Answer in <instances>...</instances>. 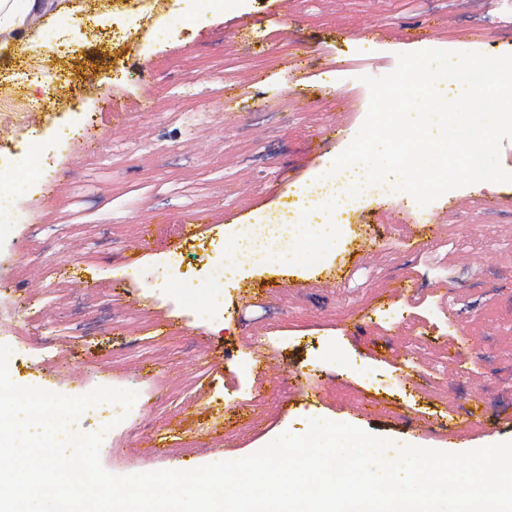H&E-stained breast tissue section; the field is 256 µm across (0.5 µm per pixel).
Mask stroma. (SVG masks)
<instances>
[{"mask_svg": "<svg viewBox=\"0 0 512 512\" xmlns=\"http://www.w3.org/2000/svg\"><path fill=\"white\" fill-rule=\"evenodd\" d=\"M53 9L23 49L0 50V99L37 116L0 136L10 161L0 196L26 215L17 244L0 249V284L11 287L0 296V344L13 349L12 375L68 362L72 375L55 392L113 387L148 403L107 432L105 470L237 460L283 432L305 433L313 419L444 449L476 405L481 429L460 448L512 438V403L498 400L495 383L512 367V182L465 186L425 210L401 191L365 197L349 218L367 225L364 238L303 273L278 258L248 267L226 288L218 321L207 290L162 272L172 253L184 269L203 268L225 253L226 229L269 218L323 175L366 117L361 75L393 71L398 54L425 49L512 53V10L500 0H246L242 8L207 0L196 22L167 0L157 14L166 34L147 40L128 33L124 0H54ZM363 19L384 33L354 35ZM31 69L49 73L45 85L24 80ZM116 108L126 127L118 137ZM76 114L93 120L97 152L84 153L80 135H57ZM331 122L340 131L321 143L317 133ZM34 138L49 145L48 165L41 187L24 193L16 185ZM396 205L410 223L389 224ZM200 209L209 223L177 238L178 224ZM434 214L443 229L431 244L415 224ZM144 224L154 227L148 249L108 264ZM366 241L383 251L378 271L358 261ZM489 245L501 253L498 268L466 270V255ZM394 278L409 290L385 297ZM452 311L460 326L449 325ZM170 317L183 329L161 335L156 324ZM215 350L229 355L218 369ZM261 352L284 368L303 366L322 397L259 379ZM452 355L485 395L466 399L449 387ZM149 438L154 454H135Z\"/></svg>", "mask_w": 512, "mask_h": 512, "instance_id": "stroma-1", "label": "stroma"}]
</instances>
